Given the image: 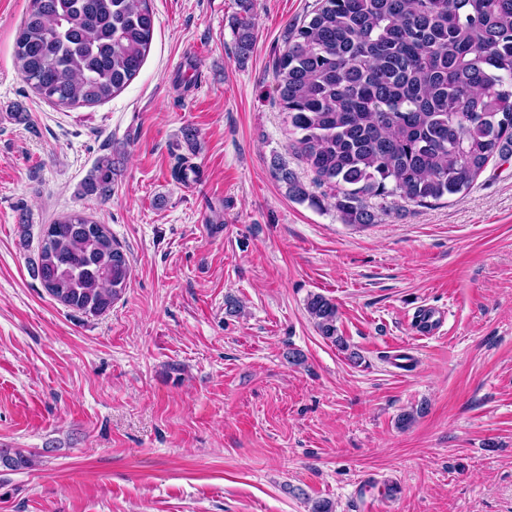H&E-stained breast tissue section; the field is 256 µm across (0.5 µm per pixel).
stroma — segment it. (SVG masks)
<instances>
[{"mask_svg":"<svg viewBox=\"0 0 512 512\" xmlns=\"http://www.w3.org/2000/svg\"><path fill=\"white\" fill-rule=\"evenodd\" d=\"M318 2L253 0L242 62L238 0H150L136 77L59 108L15 65L30 0H0V448L36 459L0 471V512H512V158L465 193L370 196L376 223H343L275 90L287 30ZM103 156L111 197L81 196ZM75 210L132 266L98 316L32 273L42 226ZM314 294L347 349L315 327ZM422 305L446 310L445 336L414 341ZM243 14L232 18L236 44L240 61H245L255 45V28L252 18V0H239Z\"/></svg>","mask_w":512,"mask_h":512,"instance_id":"obj_1","label":"stroma"}]
</instances>
